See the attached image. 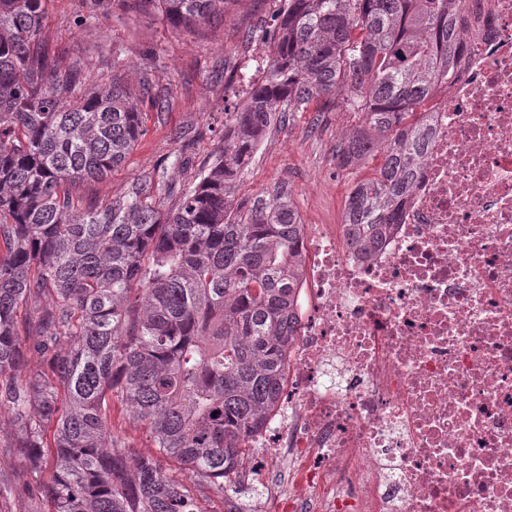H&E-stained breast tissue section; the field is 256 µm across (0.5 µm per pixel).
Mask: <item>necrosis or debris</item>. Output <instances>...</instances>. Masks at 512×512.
<instances>
[{"instance_id":"necrosis-or-debris-1","label":"necrosis or debris","mask_w":512,"mask_h":512,"mask_svg":"<svg viewBox=\"0 0 512 512\" xmlns=\"http://www.w3.org/2000/svg\"><path fill=\"white\" fill-rule=\"evenodd\" d=\"M472 54L370 253L307 224L277 404L240 474L255 512H512V0H462Z\"/></svg>"}]
</instances>
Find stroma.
I'll use <instances>...</instances> for the list:
<instances>
[{
	"instance_id": "1",
	"label": "stroma",
	"mask_w": 512,
	"mask_h": 512,
	"mask_svg": "<svg viewBox=\"0 0 512 512\" xmlns=\"http://www.w3.org/2000/svg\"><path fill=\"white\" fill-rule=\"evenodd\" d=\"M282 0H233L223 22L190 32L171 30L159 9L139 11L125 0H48L43 22L52 67H73L85 92L121 75L131 91L148 83L157 106H144L146 132L121 167L100 181L72 188L78 209L97 210L123 197L161 164L185 158L191 174L211 163L224 142L235 108L247 97L240 68L266 58L273 15ZM360 115L346 103H314L274 125L258 147L237 198L283 191L305 224H339L349 193L370 176L374 162L346 167L336 146ZM0 412V512H46L41 494L47 473L35 474L12 448L15 430Z\"/></svg>"
}]
</instances>
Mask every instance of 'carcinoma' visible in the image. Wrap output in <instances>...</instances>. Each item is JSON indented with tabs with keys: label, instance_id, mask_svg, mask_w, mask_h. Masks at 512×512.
<instances>
[{
	"label": "carcinoma",
	"instance_id": "1",
	"mask_svg": "<svg viewBox=\"0 0 512 512\" xmlns=\"http://www.w3.org/2000/svg\"><path fill=\"white\" fill-rule=\"evenodd\" d=\"M156 3L191 31L232 0ZM461 0H284L271 58L249 84L218 156L181 186L168 167L102 211H79L69 186L122 165L144 135L118 79L81 98L76 69L42 83L46 0H0V409L32 470L52 454L49 512H202L169 477L175 460L216 494L233 484L246 442L277 402L304 271L299 215L288 197L234 202L271 127L337 94L362 116L339 165L381 155L351 192L346 234L360 251L397 224L425 159L436 88L471 51ZM44 300L25 364L16 313ZM118 401L146 424L155 453L132 457L112 435Z\"/></svg>",
	"mask_w": 512,
	"mask_h": 512
}]
</instances>
